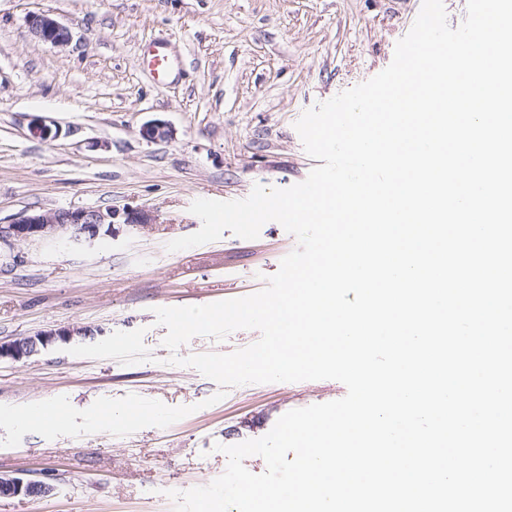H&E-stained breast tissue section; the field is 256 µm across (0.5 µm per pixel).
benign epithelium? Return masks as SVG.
I'll return each mask as SVG.
<instances>
[{
  "label": "benign epithelium",
  "mask_w": 512,
  "mask_h": 512,
  "mask_svg": "<svg viewBox=\"0 0 512 512\" xmlns=\"http://www.w3.org/2000/svg\"><path fill=\"white\" fill-rule=\"evenodd\" d=\"M30 28L36 38L54 46H64L71 39L69 29L48 14L32 17ZM142 136L149 140H166L171 137V131L166 122L157 119L143 126ZM120 222L148 224L150 217L139 209L132 208L120 213L110 207L23 213L10 223L0 225V243L14 246L27 241L63 239L74 246H82L92 243L103 232L112 233V225ZM64 334L73 336L76 330ZM64 334L50 331L0 342V359L10 358L17 361L29 358ZM50 491L51 487L41 481L0 476V498L18 495L40 497Z\"/></svg>",
  "instance_id": "obj_1"
}]
</instances>
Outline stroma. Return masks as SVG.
<instances>
[{"label": "stroma", "instance_id": "35a3bbf8", "mask_svg": "<svg viewBox=\"0 0 512 512\" xmlns=\"http://www.w3.org/2000/svg\"><path fill=\"white\" fill-rule=\"evenodd\" d=\"M421 0H0V224L24 212L134 207L147 224H116L93 244L0 247V341L73 329L20 361L0 360V404L67 396L83 410L129 394L192 414L127 436L0 444V474L39 480L45 497L0 499V512H173L169 491L211 483L221 448L267 434L286 412L345 396L336 380L218 384L169 364L155 308L206 305L267 285L296 238L277 222L257 239L224 231L170 252L197 232L199 198H246L286 188L317 161L294 128L302 114L392 61ZM52 14L67 46L39 42L29 18ZM165 38L179 65L153 79L142 46ZM57 128L31 137L32 119ZM161 119L172 135L141 134ZM258 330L193 337L179 355L229 353Z\"/></svg>", "mask_w": 512, "mask_h": 512}]
</instances>
